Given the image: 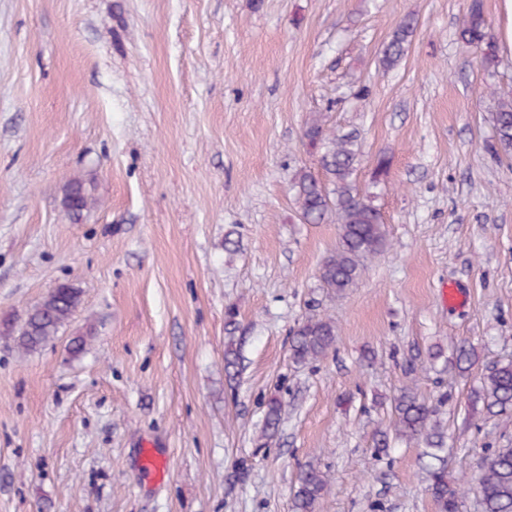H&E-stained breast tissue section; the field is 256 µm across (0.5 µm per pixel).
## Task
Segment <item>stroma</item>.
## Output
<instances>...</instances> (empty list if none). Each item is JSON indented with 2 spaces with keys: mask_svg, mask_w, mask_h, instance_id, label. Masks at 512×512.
Segmentation results:
<instances>
[{
  "mask_svg": "<svg viewBox=\"0 0 512 512\" xmlns=\"http://www.w3.org/2000/svg\"><path fill=\"white\" fill-rule=\"evenodd\" d=\"M469 4L0 0V512H291L309 463L330 480L320 512H437L421 447L373 452L405 387L441 403L449 483L512 442V422L468 400L512 360V158L492 124L512 50L481 68L458 41ZM409 14L407 51L383 70ZM314 119L359 133L353 179L387 234L341 295L318 279L338 227L303 221L291 191L318 168ZM75 180L96 199L76 221ZM61 281L81 289L77 312L19 352L6 325ZM451 283L467 302L448 305ZM315 314L335 319L336 348L294 363L289 332ZM463 341L462 374L445 360ZM274 396L283 420L262 447ZM415 24L414 17H405L390 40L384 45L380 58V63L384 69L394 67L402 59L405 53V44L408 37L413 33ZM236 312L233 308L227 311L224 330L227 334V342L224 348V370L230 379H234L241 368V353L240 348L235 346L234 336L239 330V323L236 320Z\"/></svg>",
  "mask_w": 512,
  "mask_h": 512,
  "instance_id": "35a3bbf8",
  "label": "stroma"
}]
</instances>
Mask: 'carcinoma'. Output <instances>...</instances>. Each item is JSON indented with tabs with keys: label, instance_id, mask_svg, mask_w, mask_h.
<instances>
[{
	"label": "carcinoma",
	"instance_id": "1",
	"mask_svg": "<svg viewBox=\"0 0 512 512\" xmlns=\"http://www.w3.org/2000/svg\"><path fill=\"white\" fill-rule=\"evenodd\" d=\"M415 18L405 17L390 40L384 45L380 63L390 69L405 53L407 39L415 28ZM458 39L466 47L481 53V65L489 69L498 63L496 42L489 31L481 0H471L458 30ZM494 137L498 151L512 155V96L498 97L492 113ZM307 145L318 154L319 173L305 167L293 177L291 190L301 217L312 224L332 222L339 225V245L322 263L319 281L322 287L341 294L352 287L365 270V263L378 254L387 243L384 219L353 181L359 164V135L350 132L336 134L320 120L309 123L304 130ZM95 203L90 191L80 181L70 182L64 192L63 207L73 219L80 218ZM82 291L63 281L51 289L27 314L16 330V345L24 354L44 347L59 329L69 321L81 303ZM224 330V370L234 378L241 368L240 348L234 336L239 330L236 312L227 311ZM337 327L330 317L309 316L293 329L289 355L297 364H307L324 356L336 344ZM453 363L466 372L475 363L471 345L455 348ZM473 407L488 417L505 421L512 419V360L488 368L474 390ZM443 399L429 403L405 388L393 398L392 420L386 430L376 432L373 442L376 454L386 455L391 439H401L424 446L429 464V490L438 512H460L465 486L448 484L446 467L440 452L444 447V432L434 420ZM282 421V402L271 397L265 402L261 438L269 440L277 433ZM481 512H512V445L493 448L482 456L476 478ZM330 489L327 475L312 464L304 467L293 493L292 512H319Z\"/></svg>",
	"mask_w": 512,
	"mask_h": 512
}]
</instances>
